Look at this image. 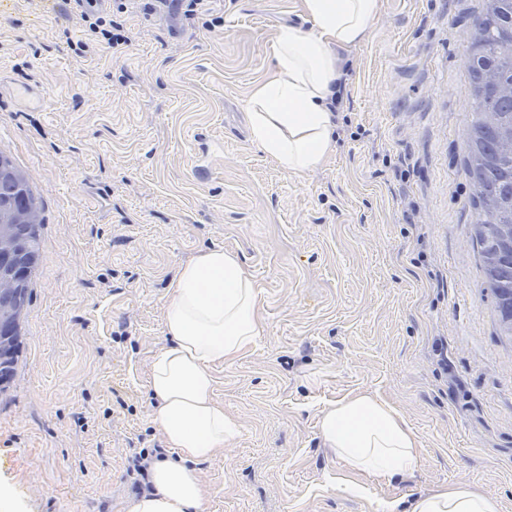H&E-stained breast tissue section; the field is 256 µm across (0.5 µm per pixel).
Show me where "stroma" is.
I'll return each mask as SVG.
<instances>
[{"label": "stroma", "instance_id": "stroma-1", "mask_svg": "<svg viewBox=\"0 0 512 512\" xmlns=\"http://www.w3.org/2000/svg\"><path fill=\"white\" fill-rule=\"evenodd\" d=\"M482 0H381L343 50L336 142L285 173L250 141L245 101L300 0H209L116 14L114 54L42 0L0 14V140L45 199L26 357L0 391V489L20 512H130L135 453L164 447L149 388L171 279L219 246L261 290L254 345L214 368L241 431L196 470L198 512H379L456 482L512 512V339L471 239L467 32ZM87 46L75 55L74 43ZM43 87L42 111L17 84ZM222 142L206 178L199 131ZM370 391L415 429L421 467L350 471L319 412Z\"/></svg>", "mask_w": 512, "mask_h": 512}]
</instances>
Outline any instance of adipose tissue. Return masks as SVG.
I'll use <instances>...</instances> for the list:
<instances>
[{"label": "adipose tissue", "instance_id": "adipose-tissue-1", "mask_svg": "<svg viewBox=\"0 0 512 512\" xmlns=\"http://www.w3.org/2000/svg\"><path fill=\"white\" fill-rule=\"evenodd\" d=\"M380 0H302L310 24L282 26L272 44L273 74L246 101L251 142L293 175L319 168L335 145L330 108L341 77L339 50L363 43ZM260 290L238 258L210 247L182 265L165 311L169 344L155 356L150 388L155 422L175 457L149 470L152 491L131 512H197L204 489L195 470L239 431L213 397L216 364L251 346L260 332ZM319 436L350 470L391 478L421 465L418 438L400 410L362 391L324 406ZM406 512H501L499 500L460 482L418 496Z\"/></svg>", "mask_w": 512, "mask_h": 512}]
</instances>
